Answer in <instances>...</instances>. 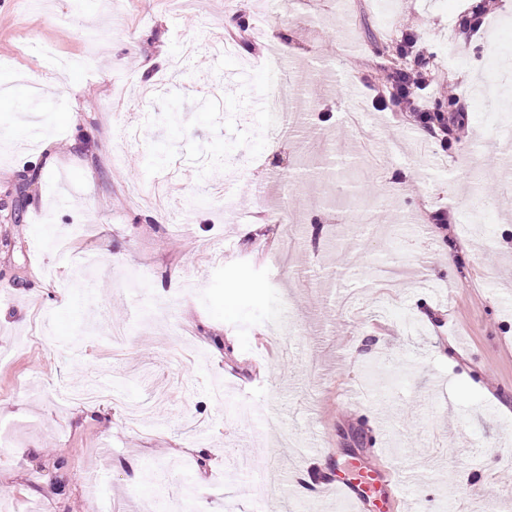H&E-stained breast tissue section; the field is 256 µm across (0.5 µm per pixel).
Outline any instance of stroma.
<instances>
[{"instance_id": "obj_1", "label": "stroma", "mask_w": 512, "mask_h": 512, "mask_svg": "<svg viewBox=\"0 0 512 512\" xmlns=\"http://www.w3.org/2000/svg\"><path fill=\"white\" fill-rule=\"evenodd\" d=\"M41 2L0 0V512H86L92 484L110 512H153L186 479L198 512H258L271 458L282 512H353L312 484L359 458L398 485L396 512H496L512 479L499 407L512 398V161L482 160L504 101L473 100L472 136L450 158L346 89L384 76L412 13L436 76L465 96L481 79L512 90V56L477 51L512 40V0L471 42L454 27L463 0ZM240 13L248 46L207 65L231 88L222 100L167 75ZM325 66L336 80L322 102L302 99L303 138H273L266 98ZM353 110L378 168L344 122ZM167 167L181 233L153 218ZM223 173L228 201L197 204ZM441 207L468 248L452 265L428 223ZM254 224L263 240L243 238ZM216 239L220 260L205 249ZM380 266L398 268L392 287L373 285ZM116 322L122 351L105 339ZM97 374L120 402L64 400ZM252 403L263 416L243 420Z\"/></svg>"}]
</instances>
